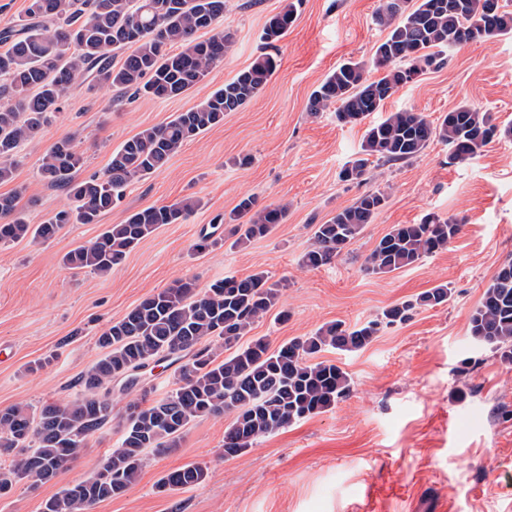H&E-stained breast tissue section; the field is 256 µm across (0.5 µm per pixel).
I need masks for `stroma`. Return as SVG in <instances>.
<instances>
[{"label": "stroma", "instance_id": "obj_1", "mask_svg": "<svg viewBox=\"0 0 512 512\" xmlns=\"http://www.w3.org/2000/svg\"><path fill=\"white\" fill-rule=\"evenodd\" d=\"M285 0H226L233 43L222 63L173 99L133 98L92 80L70 86L60 112L16 156L14 176L0 183L29 223L40 224L68 202L40 175L46 151L74 139L87 178L102 173L112 152L138 132L201 103L259 55L266 21ZM378 0H301L298 17L275 51L278 66L262 92L223 125L188 142L161 171L131 185L123 202L97 224H69L46 241L0 245V409L77 397L79 380L105 354L98 338L143 298L180 278L206 288L224 276L263 271L282 284L278 310L252 326L270 348L342 321L354 327L395 304L448 285L445 304L417 309L356 352L320 353L341 366L352 390L335 407L259 439L242 455L224 456L232 414L201 417L179 448L146 451L137 480L93 512H512V365L469 334V320L500 267L512 260V139H497L470 162L452 164L433 141L416 159L370 168L364 181L339 178L360 149L364 125L343 126L334 109L313 113L309 99L346 60L381 75L374 52L388 31L375 19ZM443 68L400 87L383 113L420 112L437 120L458 105L512 124V37L445 48ZM250 156L249 166H234ZM386 205L360 237L316 270L299 260L315 225L367 192ZM247 195L258 205L287 204L288 217L265 238L237 247L216 224ZM197 198L185 223L160 226L111 274L65 267L63 256L94 241L105 225L141 208ZM454 218L461 233L447 250L382 276L363 270L366 256L394 225L425 213ZM218 246L200 248L203 234ZM173 371L146 370L127 393H113L114 413L130 400L152 401L173 388ZM116 422L89 437L76 458L47 483L21 480L0 497V512H41L42 503L90 477L119 448ZM188 464L206 472L198 485L160 494L156 482Z\"/></svg>", "mask_w": 512, "mask_h": 512}]
</instances>
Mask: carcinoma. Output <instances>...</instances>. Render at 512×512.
Listing matches in <instances>:
<instances>
[{"instance_id":"carcinoma-1","label":"carcinoma","mask_w":512,"mask_h":512,"mask_svg":"<svg viewBox=\"0 0 512 512\" xmlns=\"http://www.w3.org/2000/svg\"><path fill=\"white\" fill-rule=\"evenodd\" d=\"M225 0H29L25 23L0 30V182L12 178V159L20 144L34 137L59 111L65 91L89 77L135 97L168 99L204 81L224 61L232 37L218 28ZM287 3L263 29L265 50L203 102L165 124L146 128L112 151L105 171L80 180L84 156L70 138L56 142L42 159L41 174L62 187L69 205L41 224H30L11 197H0V243L26 237L50 239L68 224H96L117 207L127 187L161 170L186 143L224 123L255 98L277 67L266 52L282 39L296 17ZM376 22L388 29L376 47L384 74L375 80L364 65L339 64L314 90L309 110L335 106L339 124L358 125L380 111L384 101L425 70L442 65L439 49L488 42L512 34V11L500 0H379ZM206 31L210 36L200 38ZM177 50H172V47ZM132 49L115 63L119 50ZM512 138V125L494 123L492 114L459 105L435 121L417 112H391L370 124L360 151L340 173L360 183L376 162L401 163L419 156L434 140L448 144V162L463 164L495 139ZM383 192L365 193L322 224L301 265L318 269L342 255L385 206ZM201 206L198 199L153 205L108 224L98 238L62 257L73 270L107 275L141 240L162 224H182ZM288 216L285 206L259 207L243 197L230 213L241 246L268 236ZM461 231L452 218L423 215L414 224H397L365 258L364 271L388 274L413 266L445 248ZM279 284L256 272L226 276L197 291L195 280L179 279L144 298L98 338L106 349L80 379L83 393L68 403H46L39 412L15 405L0 409V457L13 455L0 469V490H12L26 477L46 483L71 463L85 441L112 421V382L135 381L138 371L163 359L176 363L175 388L166 397L131 401L119 424L123 440L102 464L112 474L74 484L46 499L41 512H92L119 496L137 478L144 453L179 447L187 425L200 417L234 414L224 431V457L234 458L260 438L327 411L350 392L351 379L340 366L314 362L317 354L355 352L384 328L409 321L421 307L448 301L440 284L382 311L359 327L329 322L309 336L276 350L260 337L240 339L276 305ZM470 335L512 364V262L499 269L469 321ZM222 342L228 355L217 360L206 342ZM205 471L186 465L162 476L156 489L173 492L201 483Z\"/></svg>"}]
</instances>
